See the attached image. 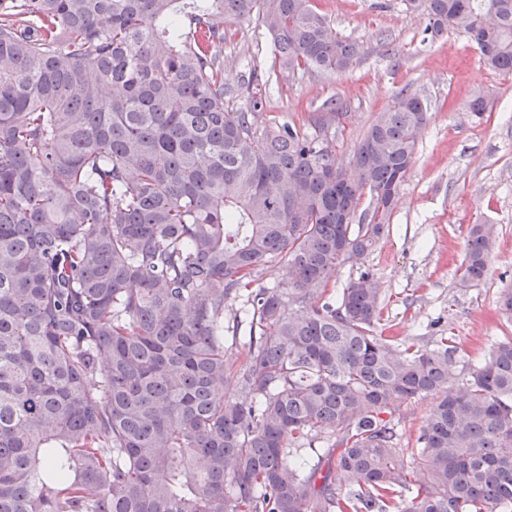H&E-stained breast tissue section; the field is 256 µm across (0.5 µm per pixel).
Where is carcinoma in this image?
<instances>
[{"instance_id":"carcinoma-1","label":"carcinoma","mask_w":512,"mask_h":512,"mask_svg":"<svg viewBox=\"0 0 512 512\" xmlns=\"http://www.w3.org/2000/svg\"><path fill=\"white\" fill-rule=\"evenodd\" d=\"M403 2L512 76V0ZM228 19L283 75L363 57L313 0H0V512H512V340L462 378L452 338L378 330L369 272L327 290L388 229L427 102L344 166L342 102L263 127L269 79L224 86ZM494 239L471 225L459 287ZM269 264L288 290L248 294L234 367L226 302ZM433 394L400 467L393 417Z\"/></svg>"}]
</instances>
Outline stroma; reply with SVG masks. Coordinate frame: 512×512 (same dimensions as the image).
I'll list each match as a JSON object with an SVG mask.
<instances>
[{
    "instance_id": "obj_1",
    "label": "stroma",
    "mask_w": 512,
    "mask_h": 512,
    "mask_svg": "<svg viewBox=\"0 0 512 512\" xmlns=\"http://www.w3.org/2000/svg\"><path fill=\"white\" fill-rule=\"evenodd\" d=\"M333 30L362 42L364 57L343 74H305L274 81L264 99V125L306 123L325 101L340 99L349 115L332 130L329 145L348 162L378 112L402 90L424 98L429 119L415 162L398 192L388 232L365 257L342 265L330 282L345 287L370 272L385 292L380 330L427 341L441 321L459 348L458 358L479 364L491 344L512 336V323L498 313L501 288L512 285V79L489 70L479 51L455 30L425 37L426 21L407 12L402 0H315ZM224 82L238 89L248 63L270 69L273 45L263 29L246 21L224 25ZM487 97L482 116L468 110L476 92ZM496 229L487 276L458 288V269L470 225ZM432 398L405 402L396 431L408 463Z\"/></svg>"
}]
</instances>
